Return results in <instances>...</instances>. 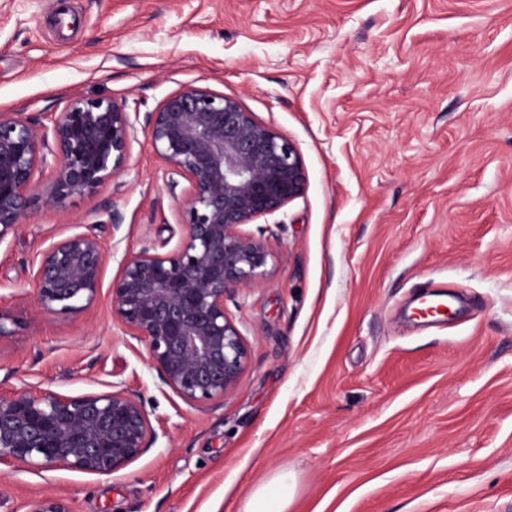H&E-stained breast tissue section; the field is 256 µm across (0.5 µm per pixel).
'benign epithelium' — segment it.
I'll return each instance as SVG.
<instances>
[{
  "mask_svg": "<svg viewBox=\"0 0 512 512\" xmlns=\"http://www.w3.org/2000/svg\"><path fill=\"white\" fill-rule=\"evenodd\" d=\"M136 126L110 98L74 97L45 124L0 112V242L22 223L36 176L50 173L46 203L62 209L92 195L125 166ZM151 149L171 186L189 198L176 247L125 255L112 282V323L145 350L161 382L184 402L219 400L247 362L225 301L266 273L269 241L242 226L300 197L306 174L297 145L257 122L238 101L186 86L146 115ZM110 254L97 235L51 243L33 275L38 314L90 308ZM73 396L25 385L0 395V467L18 463L111 475L156 436L141 397L121 383ZM24 512H71L64 500L28 501Z\"/></svg>",
  "mask_w": 512,
  "mask_h": 512,
  "instance_id": "1",
  "label": "benign epithelium"
}]
</instances>
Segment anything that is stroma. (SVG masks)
<instances>
[{"mask_svg":"<svg viewBox=\"0 0 512 512\" xmlns=\"http://www.w3.org/2000/svg\"><path fill=\"white\" fill-rule=\"evenodd\" d=\"M195 85L294 141L303 194L245 225L267 272L226 307L247 363L187 405L112 323L142 242L174 249L188 199L144 114ZM74 96L137 114L124 170L59 212L37 179L0 243V394L120 382L157 432L109 476L17 465L0 512H244L288 473L287 512H512V0H0V111L49 120ZM93 232L94 304L38 315L33 269ZM451 316L416 322L417 293Z\"/></svg>","mask_w":512,"mask_h":512,"instance_id":"1","label":"stroma"}]
</instances>
